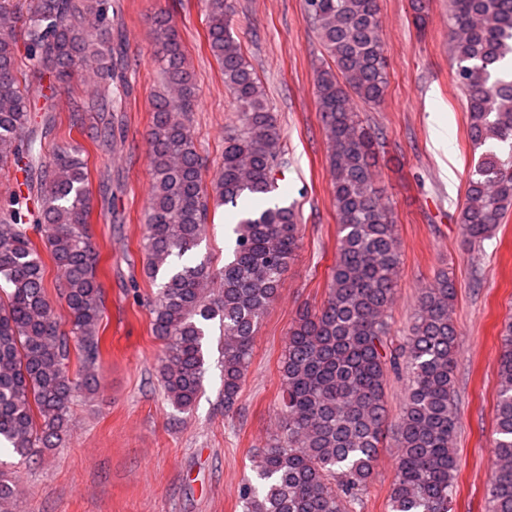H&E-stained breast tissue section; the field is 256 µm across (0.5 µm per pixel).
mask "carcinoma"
Returning a JSON list of instances; mask_svg holds the SVG:
<instances>
[{"mask_svg":"<svg viewBox=\"0 0 512 512\" xmlns=\"http://www.w3.org/2000/svg\"><path fill=\"white\" fill-rule=\"evenodd\" d=\"M305 4L332 61L317 73L315 90L333 172L336 261L321 307L302 312L290 328L280 364L279 432L252 461L239 503L242 512H356L384 446L385 387L395 374L407 384L394 423L389 512H449L458 469L456 282L443 272L423 289L408 336L395 348L388 344L401 254L391 211L375 187L378 134L361 126L352 106L354 97L373 107L385 98L378 0ZM114 10L112 0H32L22 24L29 60L42 70L32 92L20 78L16 5L0 0V170L21 165L34 183L0 208V446L22 458L53 448L68 431L78 387L71 351L88 389L101 359L106 299L89 228L88 157L71 145L45 160L36 113L54 111L49 101L78 68L103 87L89 101L70 103L72 126L84 112L117 111L125 76ZM233 16L231 0H207L208 47L238 121L209 185L194 141L197 85L185 47L170 12L149 17L161 89L150 101L143 272L160 280L151 331L163 345L160 381L179 415L193 410L203 389L207 328L215 320L224 412L234 409L259 324L299 243L293 207L244 206L275 190L274 173L288 158L260 80L231 33ZM448 36L474 151L459 223L476 253L512 210V0H448ZM213 205L238 210L231 255L220 268L194 258ZM34 234L61 274L67 331L44 287ZM498 377L488 499L490 512H512V322L502 331Z\"/></svg>","mask_w":512,"mask_h":512,"instance_id":"cac0c4a2","label":"carcinoma"}]
</instances>
